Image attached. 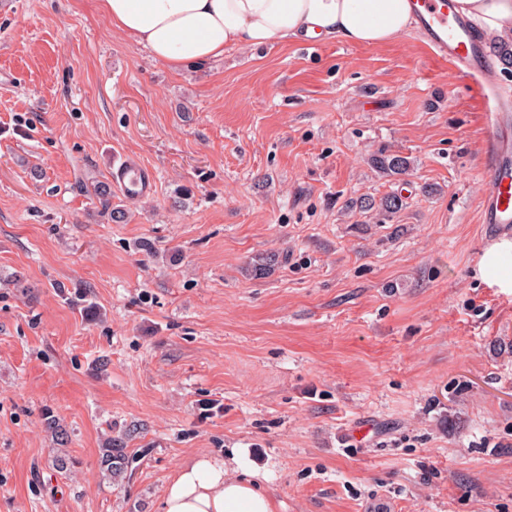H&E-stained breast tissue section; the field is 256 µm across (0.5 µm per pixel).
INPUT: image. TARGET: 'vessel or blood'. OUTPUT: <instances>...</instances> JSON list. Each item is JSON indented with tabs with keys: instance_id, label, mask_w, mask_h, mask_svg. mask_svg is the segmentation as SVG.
Returning a JSON list of instances; mask_svg holds the SVG:
<instances>
[{
	"instance_id": "b4317fda",
	"label": "vessel or blood",
	"mask_w": 512,
	"mask_h": 512,
	"mask_svg": "<svg viewBox=\"0 0 512 512\" xmlns=\"http://www.w3.org/2000/svg\"><path fill=\"white\" fill-rule=\"evenodd\" d=\"M410 6L432 55L452 64L464 78L485 83L490 70L485 46L471 21L456 13L454 0H410ZM488 131L490 189L479 203L480 221L497 227L506 240L512 238V105L500 103L490 109ZM110 178L130 200L150 195L156 187L153 172L132 158L113 166Z\"/></svg>"
}]
</instances>
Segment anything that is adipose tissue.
<instances>
[{
    "instance_id": "obj_1",
    "label": "adipose tissue",
    "mask_w": 512,
    "mask_h": 512,
    "mask_svg": "<svg viewBox=\"0 0 512 512\" xmlns=\"http://www.w3.org/2000/svg\"><path fill=\"white\" fill-rule=\"evenodd\" d=\"M491 42L512 43V0H456ZM113 27L171 68L205 66L228 47H276L303 38L382 46L413 26L408 0H99ZM161 512H275L240 452L201 457L167 485Z\"/></svg>"
}]
</instances>
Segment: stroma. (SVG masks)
<instances>
[{
  "label": "stroma",
  "mask_w": 512,
  "mask_h": 512,
  "mask_svg": "<svg viewBox=\"0 0 512 512\" xmlns=\"http://www.w3.org/2000/svg\"><path fill=\"white\" fill-rule=\"evenodd\" d=\"M487 134L415 28L174 70L98 0H0V512H158L235 448L277 512H512ZM120 158L156 188L115 220ZM110 439L131 475L101 472ZM371 166L386 177L395 180L403 179L409 174L411 161L400 152H392L385 148L373 153L370 157Z\"/></svg>",
  "instance_id": "stroma-1"
}]
</instances>
